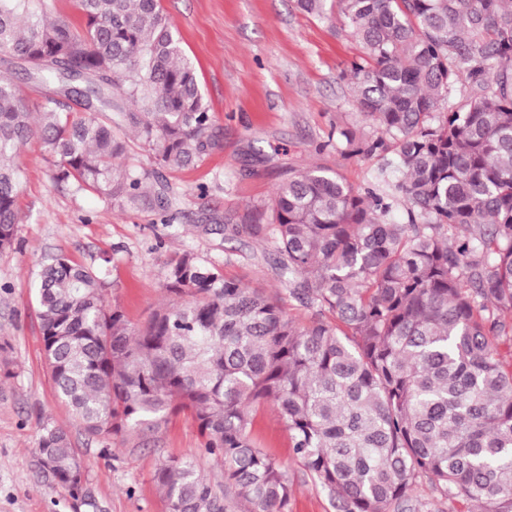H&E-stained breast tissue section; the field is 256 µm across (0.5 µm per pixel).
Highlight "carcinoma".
I'll return each mask as SVG.
<instances>
[{"mask_svg":"<svg viewBox=\"0 0 512 512\" xmlns=\"http://www.w3.org/2000/svg\"><path fill=\"white\" fill-rule=\"evenodd\" d=\"M338 2L363 48L355 99L380 135L334 127L328 145L348 158L391 150L402 177L378 194L310 167L220 227L274 244L267 262L310 321L185 250L165 302L134 329L106 304L103 267L58 255L36 284L56 396L90 436L193 419L224 481L192 458L162 462L167 512H288V474L251 436L260 405L337 512H512V0ZM73 3L80 28L44 0H0V53L53 87L34 112L0 72L1 251L17 238V157L35 136L58 181L160 210L167 189L146 198L150 173L123 163L125 131L171 170L223 145L160 0ZM36 460L85 496L83 462L50 421Z\"/></svg>","mask_w":512,"mask_h":512,"instance_id":"obj_1","label":"carcinoma"}]
</instances>
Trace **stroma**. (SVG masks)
I'll return each instance as SVG.
<instances>
[{
	"mask_svg": "<svg viewBox=\"0 0 512 512\" xmlns=\"http://www.w3.org/2000/svg\"><path fill=\"white\" fill-rule=\"evenodd\" d=\"M161 5L196 68L224 143L192 167L164 170V211L110 205L58 181L57 162L38 139L22 147L17 241L0 251V512H166L153 482L160 461L194 456L212 481L223 474L221 464L201 455L197 425L186 414L152 430L91 437L57 400L35 301L47 257L85 265L109 258L106 301L135 328L163 302L167 266L186 250L248 287L278 294L288 315L305 323L310 311L289 297L262 260L270 245L225 239L218 226L270 203L288 173L311 166L339 173L360 191L382 186L381 157L348 159L325 145L336 126L355 127L365 138L379 134L357 107L347 69L362 47L336 0H326L319 15L300 10L297 0ZM46 416L69 433L84 462L85 497L51 485L36 465ZM252 436L287 466L290 512H336L293 457L272 407L257 412Z\"/></svg>",
	"mask_w": 512,
	"mask_h": 512,
	"instance_id": "stroma-1",
	"label": "stroma"
}]
</instances>
